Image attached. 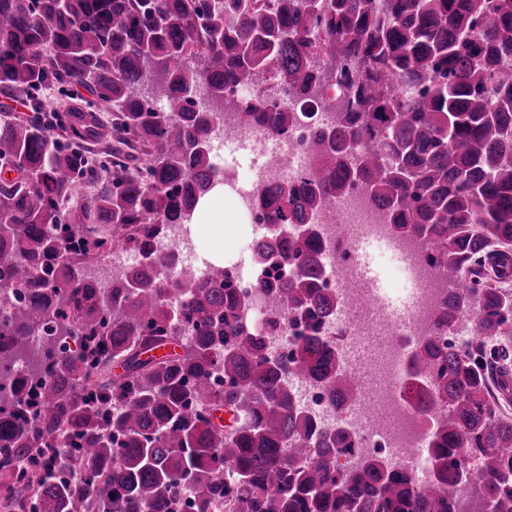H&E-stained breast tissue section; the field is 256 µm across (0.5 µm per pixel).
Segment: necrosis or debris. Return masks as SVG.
Here are the masks:
<instances>
[{
	"instance_id": "1",
	"label": "necrosis or debris",
	"mask_w": 512,
	"mask_h": 512,
	"mask_svg": "<svg viewBox=\"0 0 512 512\" xmlns=\"http://www.w3.org/2000/svg\"><path fill=\"white\" fill-rule=\"evenodd\" d=\"M278 101L297 116L288 133L242 125L228 112L213 136L214 170L223 175L224 188L233 194L239 215L250 218L264 238L274 232L275 225L273 218L261 214L260 189L273 183L298 182L315 172L317 162L303 143L312 131L335 121L334 112L319 103L286 95ZM226 145L248 149L254 155L247 176H239L235 166L225 161L222 148ZM314 222L321 239L323 285L338 302L327 332L337 336L343 367L356 378L357 387L346 406L338 409L316 386L296 379L292 382L295 399L325 425L349 428L357 437L359 445L354 452L340 457L344 465L377 454L388 463L408 468L417 481H426V450L436 422L434 413L422 412L417 397L418 392L429 390L430 383L413 373L410 361L432 331L433 319L448 295L447 285L425 264L414 237L397 232L388 214L373 206L361 188L333 198ZM369 241L385 243L389 253L409 261L406 276L413 300L402 319H393L366 302L370 290L360 279L356 250ZM157 248L175 251L180 273L206 277L209 262L199 257L197 240L185 242L170 233L159 239Z\"/></svg>"
}]
</instances>
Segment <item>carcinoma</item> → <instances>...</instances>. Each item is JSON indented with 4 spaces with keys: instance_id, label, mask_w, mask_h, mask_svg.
Here are the masks:
<instances>
[{
    "instance_id": "carcinoma-1",
    "label": "carcinoma",
    "mask_w": 512,
    "mask_h": 512,
    "mask_svg": "<svg viewBox=\"0 0 512 512\" xmlns=\"http://www.w3.org/2000/svg\"><path fill=\"white\" fill-rule=\"evenodd\" d=\"M511 56L512 0H0V94L90 95L60 123L0 113V512H512ZM270 83L336 120L304 143L311 178L260 191L283 238L255 259L299 274L255 284L254 334L224 268L180 276L155 241L224 183V113L292 128ZM356 185L451 284L412 357L438 411L424 485L344 467L354 435L294 402V379L354 392L312 219ZM127 248L143 269L105 297L88 267ZM287 324L308 334L276 354Z\"/></svg>"
}]
</instances>
